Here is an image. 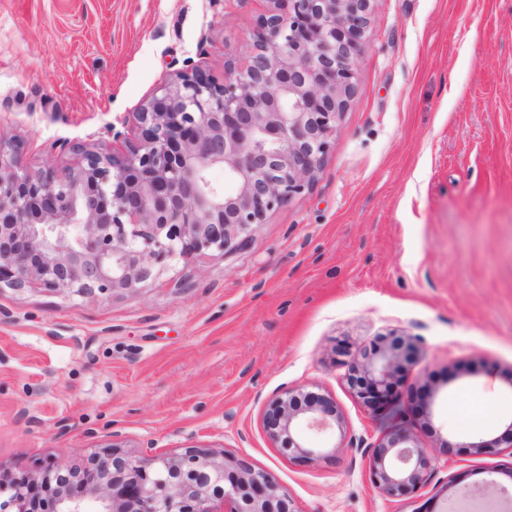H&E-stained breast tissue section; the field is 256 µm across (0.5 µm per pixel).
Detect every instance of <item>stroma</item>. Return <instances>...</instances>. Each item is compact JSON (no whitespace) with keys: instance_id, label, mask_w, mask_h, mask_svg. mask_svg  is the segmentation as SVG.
I'll use <instances>...</instances> for the list:
<instances>
[{"instance_id":"1","label":"stroma","mask_w":512,"mask_h":512,"mask_svg":"<svg viewBox=\"0 0 512 512\" xmlns=\"http://www.w3.org/2000/svg\"><path fill=\"white\" fill-rule=\"evenodd\" d=\"M267 8L0 0V134L33 171L72 166L74 142L124 150L141 105L179 71L223 79ZM356 83L310 187L242 248L132 292L0 290V469L204 447L264 470L298 512H430L512 465L465 447L512 423V0H375ZM385 335L401 366L368 406L344 374ZM294 387L344 416L328 458L297 462L263 431ZM395 430L462 449L390 503L361 451Z\"/></svg>"}]
</instances>
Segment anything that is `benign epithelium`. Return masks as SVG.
I'll return each mask as SVG.
<instances>
[{
	"label": "benign epithelium",
	"instance_id": "1",
	"mask_svg": "<svg viewBox=\"0 0 512 512\" xmlns=\"http://www.w3.org/2000/svg\"><path fill=\"white\" fill-rule=\"evenodd\" d=\"M251 50L214 80L179 72L133 113L139 137L122 152L83 143L64 170L31 171L19 141L0 135V289L39 286L79 297L132 291L172 262L243 244L239 237L308 188L333 146L336 123L356 90L374 0H267ZM220 167L236 190L224 192ZM382 336L359 349L345 379L366 405L398 370ZM343 427L329 396L287 389L263 417L277 447L315 461L310 438ZM477 454L497 440L463 442ZM369 479L384 500L423 488L448 460L398 431L366 448ZM475 485L512 512V465ZM0 512H297L289 495L243 458L192 449L96 453L82 468L38 474L0 470Z\"/></svg>",
	"mask_w": 512,
	"mask_h": 512
}]
</instances>
